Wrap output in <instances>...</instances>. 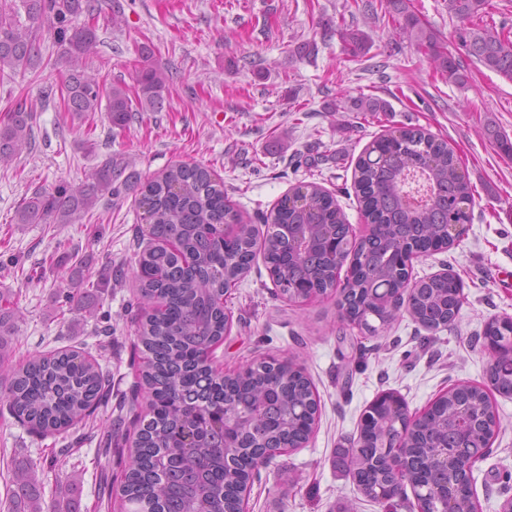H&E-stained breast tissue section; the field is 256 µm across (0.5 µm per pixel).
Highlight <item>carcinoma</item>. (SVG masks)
I'll list each match as a JSON object with an SVG mask.
<instances>
[{
	"mask_svg": "<svg viewBox=\"0 0 512 512\" xmlns=\"http://www.w3.org/2000/svg\"><path fill=\"white\" fill-rule=\"evenodd\" d=\"M486 3L448 0V9L468 23L460 34L468 56L512 81V40L504 30L483 23ZM384 9L397 37L427 52L448 82L468 87L467 69L438 51V35L420 21L411 0H385ZM96 13V0H0V74L40 64L46 34L61 49L66 76L60 92L71 119L103 110L112 126L122 128L134 112L161 109L169 75L150 63L152 52L146 46L140 49L143 66L135 100L126 85L109 86L89 72L85 60L98 43L97 27L90 23ZM82 16L87 22L80 24ZM339 36L355 55L365 48L361 33L341 29ZM389 109L387 101L376 97L350 100L353 112ZM34 119L33 109L20 104L0 121V164L32 144ZM127 168V163L112 158L77 185L62 182L37 190L24 199L16 223L73 224L103 196L137 195L152 242L135 271L142 312L137 341L148 353L136 388L152 416L141 426L136 447L128 449L120 496L139 512H237L249 448L224 447V386L210 378L206 363L208 348L224 337V287L248 271L258 231L227 203L224 185L201 165L179 163L146 182ZM354 189L367 222L384 225L377 236L355 249L346 298L358 324L371 330L368 318L384 325L395 317V311L371 296V290L401 277V270L388 259L390 248L416 239L445 240L444 226L468 222L474 193L448 143L418 128L394 130L366 148L356 162ZM221 224L241 228L226 240ZM302 224L314 225L316 236L322 238L342 234L347 221L334 198L314 183L293 187L279 201L266 222L263 252L269 270L277 272L276 285L288 297L300 283L322 290L332 287L331 260L318 249L294 252L287 236L275 229ZM461 304L458 289L431 277L421 280L410 314L423 327L438 330L448 326V315ZM13 318L11 302L0 298V375L8 378L9 411L41 437L95 422L100 408L108 404L110 387L99 364L76 350L14 362L8 342L2 340L14 332ZM486 374L500 393L512 395V367L490 364ZM231 385L242 435L259 430L272 446L309 429L313 386L303 374L276 359L263 360L239 371ZM260 399L268 406L267 423L245 418ZM458 401L493 409L479 384H465ZM451 413L449 403L406 439L402 475L415 489L431 478L423 458L443 456L452 442ZM389 414L384 399L368 407L360 427L368 447L360 456L349 455L347 462L359 490L383 512L397 508L386 496L397 459L393 449L374 445L378 433L395 428L387 424ZM492 443V434L479 426L470 447L456 452L474 454ZM3 481L10 503L7 512H40L33 468L19 465L6 472ZM417 507L423 512H465L470 491L459 486L452 499L435 493L428 499L419 496Z\"/></svg>",
	"mask_w": 512,
	"mask_h": 512,
	"instance_id": "carcinoma-1",
	"label": "carcinoma"
}]
</instances>
